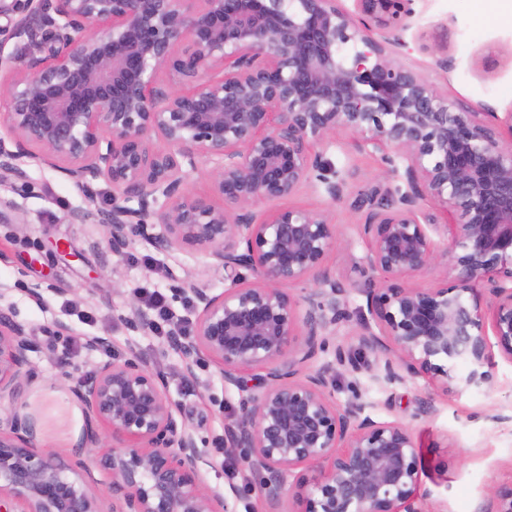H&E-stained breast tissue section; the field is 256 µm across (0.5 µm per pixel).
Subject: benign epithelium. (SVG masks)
Here are the masks:
<instances>
[{
	"label": "benign epithelium",
	"instance_id": "7a95c632",
	"mask_svg": "<svg viewBox=\"0 0 512 512\" xmlns=\"http://www.w3.org/2000/svg\"><path fill=\"white\" fill-rule=\"evenodd\" d=\"M336 2L0 0V34L15 41L8 56L0 41V173L24 184L32 162L58 168L88 203L73 220L102 225L114 255L141 236L162 251L198 246L224 271L220 293L191 287L193 334L168 341L187 373L205 355L225 386L249 393L224 447L262 475L270 512L301 464L320 470L299 483L298 512H430L410 428L337 404L331 365L308 368L323 333L349 317V288L326 266L336 225L305 208L259 217L253 207L313 179L344 200L346 181L322 151L340 131L380 155L384 181L402 185L351 202L368 208L359 344L382 357L376 379L387 384L407 374L444 393L481 388L494 352L512 360V112L496 125L485 120L493 112H456L394 60L412 0H356L354 14ZM185 41L192 50L178 52ZM203 163L222 207L187 192ZM98 180L112 184L107 207L94 203ZM428 197L441 215L423 208ZM447 233L446 281L411 287ZM306 282L301 301L283 291ZM31 348L26 326L0 311L1 401L22 398ZM70 380L87 420L71 458L41 455L26 418L0 417V512H227L203 482L193 433L137 354ZM87 458L109 477L108 511L83 478ZM487 500L475 512H512V486Z\"/></svg>",
	"mask_w": 512,
	"mask_h": 512
}]
</instances>
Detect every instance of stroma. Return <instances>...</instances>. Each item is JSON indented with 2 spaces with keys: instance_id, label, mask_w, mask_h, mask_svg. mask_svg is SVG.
<instances>
[{
  "instance_id": "stroma-1",
  "label": "stroma",
  "mask_w": 512,
  "mask_h": 512,
  "mask_svg": "<svg viewBox=\"0 0 512 512\" xmlns=\"http://www.w3.org/2000/svg\"><path fill=\"white\" fill-rule=\"evenodd\" d=\"M414 13L403 37L410 50L398 55L401 65L421 74L447 96L456 111L512 110V21L501 0H414ZM447 46L453 67L441 69L430 44ZM325 159L343 175L350 195L379 180V156L351 145L340 132L324 150ZM85 204L83 196L59 171L37 163L29 167L27 185L0 181V311L24 323L32 333L28 353L31 378L26 402L36 418L40 451L46 456L68 452L85 427L83 407L69 390L68 374H91L105 361H124L138 352L176 404V416L193 431L200 450V469L209 491L223 495L228 512H266L259 495V476L245 469L239 451L224 445L226 428L239 418L245 395L224 381L209 358H201L193 377L165 333L133 327L132 309L147 312L139 297L143 288L166 294L184 333H192L194 307L190 285L218 293L223 272L208 265L205 252L182 245L158 251L135 239L117 256L103 243L97 224H78L71 213ZM278 207H299L325 213L343 240L327 257L337 280L349 285V319L337 322L324 336V348L312 367L332 363V395L338 404L362 401L377 420L408 425L421 454V486L428 491L431 512H476L490 488L512 485V360L496 356L490 384L480 390L442 393L427 379L408 377L393 384L378 382L373 355L363 356L360 371L336 364L337 349L357 353L356 316L366 299L355 261L366 245L358 233L364 212L348 202H332L319 182L278 200ZM184 280L185 290L173 286ZM48 285L44 301L27 288ZM69 324L78 337L108 335L106 347L69 352L66 338L54 325ZM432 397L435 410L423 416L420 399Z\"/></svg>"
}]
</instances>
